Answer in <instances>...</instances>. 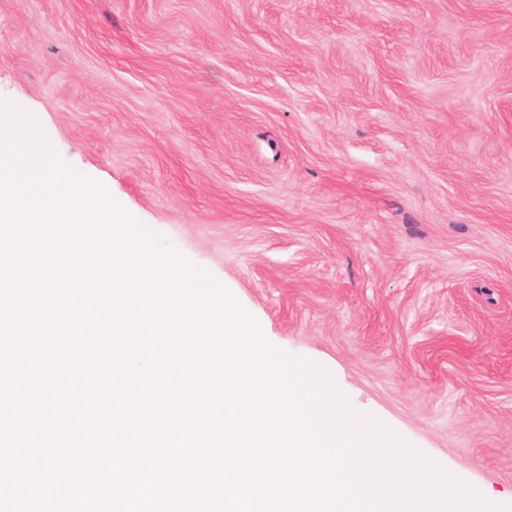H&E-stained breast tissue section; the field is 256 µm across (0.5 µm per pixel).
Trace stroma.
Here are the masks:
<instances>
[{
	"instance_id": "stroma-1",
	"label": "stroma",
	"mask_w": 512,
	"mask_h": 512,
	"mask_svg": "<svg viewBox=\"0 0 512 512\" xmlns=\"http://www.w3.org/2000/svg\"><path fill=\"white\" fill-rule=\"evenodd\" d=\"M0 99L512 504V0H0Z\"/></svg>"
}]
</instances>
